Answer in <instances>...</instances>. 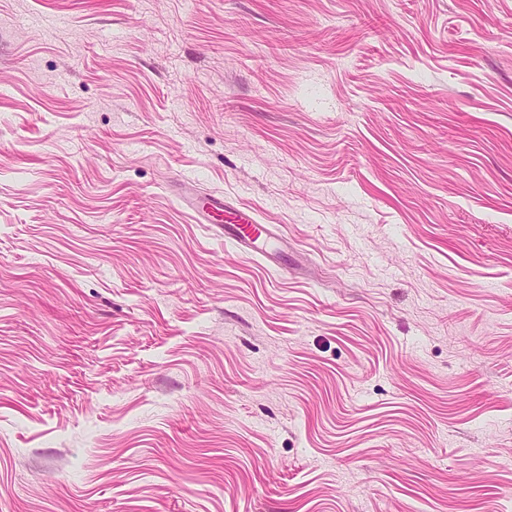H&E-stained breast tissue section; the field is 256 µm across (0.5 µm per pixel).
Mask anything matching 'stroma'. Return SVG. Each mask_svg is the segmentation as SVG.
I'll return each instance as SVG.
<instances>
[{
    "mask_svg": "<svg viewBox=\"0 0 512 512\" xmlns=\"http://www.w3.org/2000/svg\"><path fill=\"white\" fill-rule=\"evenodd\" d=\"M0 512H512V0H0ZM180 198L200 224H210L215 231L224 232L225 239L240 251L259 254L268 262L276 263L277 259L266 247L279 236L278 229L261 224L253 210L236 206L214 194L199 195L191 189H186Z\"/></svg>",
    "mask_w": 512,
    "mask_h": 512,
    "instance_id": "35a3bbf8",
    "label": "stroma"
}]
</instances>
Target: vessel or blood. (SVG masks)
Masks as SVG:
<instances>
[{
	"label": "vessel or blood",
	"instance_id": "1",
	"mask_svg": "<svg viewBox=\"0 0 512 512\" xmlns=\"http://www.w3.org/2000/svg\"><path fill=\"white\" fill-rule=\"evenodd\" d=\"M181 202L193 211L199 223L223 233L242 252L266 255L268 244L279 235L273 225L260 223L253 210L236 206L223 197L202 196L188 189L182 194Z\"/></svg>",
	"mask_w": 512,
	"mask_h": 512
}]
</instances>
